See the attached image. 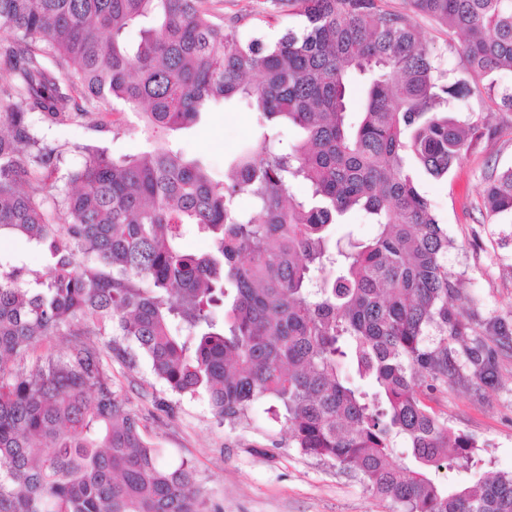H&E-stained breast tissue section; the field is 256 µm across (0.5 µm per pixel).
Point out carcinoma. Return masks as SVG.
<instances>
[{"label":"carcinoma","instance_id":"obj_1","mask_svg":"<svg viewBox=\"0 0 512 512\" xmlns=\"http://www.w3.org/2000/svg\"><path fill=\"white\" fill-rule=\"evenodd\" d=\"M212 2L0 0V237L49 254L36 274L0 259V512H222L193 466L159 461L100 350L75 341L25 366L72 326L130 365L146 357L222 421L270 401L292 447L399 512H512V472L480 473L478 442L427 404L439 385L496 381L512 319L467 312L453 241L414 179L443 177L495 131L465 114L413 18L463 34L484 79L512 70V0H267L250 26ZM285 5L295 26L260 33ZM234 96L258 132L221 180L170 136ZM110 101L137 114L146 149L89 152L47 209L59 157L39 125L94 121ZM282 123L302 139L283 146ZM483 206L490 224L512 218V166L490 175ZM352 209L377 231L343 244L332 227ZM189 231L209 250H185ZM450 461L472 481L436 482Z\"/></svg>","mask_w":512,"mask_h":512}]
</instances>
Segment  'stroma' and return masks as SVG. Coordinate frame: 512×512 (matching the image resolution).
Wrapping results in <instances>:
<instances>
[{
  "instance_id": "35a3bbf8",
  "label": "stroma",
  "mask_w": 512,
  "mask_h": 512,
  "mask_svg": "<svg viewBox=\"0 0 512 512\" xmlns=\"http://www.w3.org/2000/svg\"><path fill=\"white\" fill-rule=\"evenodd\" d=\"M423 44L440 58L449 80L469 83L474 117L497 127L495 139L466 153L448 175L421 177V193L454 242L448 268L464 293L477 299L485 318L512 315V224L486 223L481 197L492 171L512 166V112L491 101L487 81L469 82L461 36L426 17H418ZM112 114L91 124L79 119L42 131L44 145L60 154V170L83 161L85 146H103L114 155H135L145 147L137 117L121 115L124 130L112 133ZM256 131L255 115L244 101L230 99L182 130L176 144L200 160L215 178H223L240 146ZM112 380L154 446L163 464L188 462L207 497L223 512H393L356 474L303 455L288 442L282 424L263 407L247 422L229 424L214 417L199 397L171 393L152 374L146 360L128 365L113 358ZM498 384L476 390L463 384L438 387L429 406L449 426L474 437L484 472L512 471V342L499 348Z\"/></svg>"
}]
</instances>
